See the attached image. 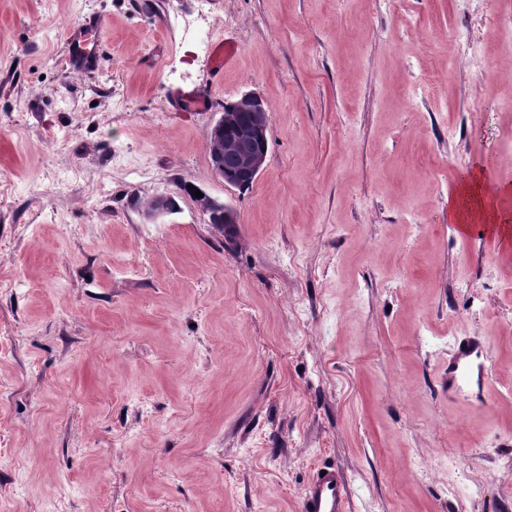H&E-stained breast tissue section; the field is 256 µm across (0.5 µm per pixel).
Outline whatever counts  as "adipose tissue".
Returning a JSON list of instances; mask_svg holds the SVG:
<instances>
[{
	"instance_id": "adipose-tissue-1",
	"label": "adipose tissue",
	"mask_w": 512,
	"mask_h": 512,
	"mask_svg": "<svg viewBox=\"0 0 512 512\" xmlns=\"http://www.w3.org/2000/svg\"><path fill=\"white\" fill-rule=\"evenodd\" d=\"M512 189L502 188L500 196L487 195L479 171H472L463 180L459 202L448 210L449 222L488 225L502 240L512 239V208L502 203Z\"/></svg>"
}]
</instances>
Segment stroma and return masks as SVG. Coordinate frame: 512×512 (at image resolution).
I'll return each instance as SVG.
<instances>
[{
  "label": "stroma",
  "instance_id": "35a3bbf8",
  "mask_svg": "<svg viewBox=\"0 0 512 512\" xmlns=\"http://www.w3.org/2000/svg\"><path fill=\"white\" fill-rule=\"evenodd\" d=\"M511 10L0 0V512H298L324 464L352 512H512V247L446 219L476 162L512 187ZM245 92L243 191L210 131ZM185 181L234 241L188 195L144 220ZM469 337L481 403L448 393ZM85 42L86 40L84 39V35H82L81 32H78L77 35L71 39L69 44V53L75 62L91 68L100 55L101 42H98V44H96L92 49H88ZM265 109L267 110L266 106ZM263 100L252 92H245L234 101L229 110L220 112L211 129V146H214V172L224 180V170L239 178L241 174L256 178L262 172L266 161V148L259 151L255 146L257 138L266 140L267 112ZM243 116L249 121L243 123ZM230 154L236 161V164ZM224 158V162H223ZM180 195L179 193H172L171 195L161 194L154 197L143 211L145 219L154 223L158 219L174 214L176 211L170 206L169 198L172 204L179 209L180 205L178 199L181 198ZM485 346L479 338L460 341L448 362V390L469 392L477 399L483 397L486 387Z\"/></svg>",
  "mask_w": 512,
  "mask_h": 512
}]
</instances>
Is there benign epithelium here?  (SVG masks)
<instances>
[{"label":"benign epithelium","instance_id":"obj_1","mask_svg":"<svg viewBox=\"0 0 512 512\" xmlns=\"http://www.w3.org/2000/svg\"><path fill=\"white\" fill-rule=\"evenodd\" d=\"M267 112L263 100L253 92H245L234 101V106L220 113L211 129L210 140L214 146V172L224 178V155H231L240 173L256 178L262 172L267 151H260L255 146L258 138H266ZM170 195L161 194L154 197L143 211L146 220H157L175 213L170 206ZM201 210L209 213L216 210L224 212V223H237L235 211L228 205L209 196L197 200Z\"/></svg>","mask_w":512,"mask_h":512}]
</instances>
